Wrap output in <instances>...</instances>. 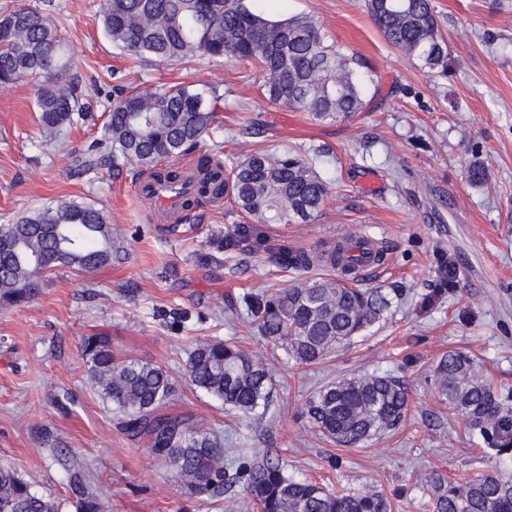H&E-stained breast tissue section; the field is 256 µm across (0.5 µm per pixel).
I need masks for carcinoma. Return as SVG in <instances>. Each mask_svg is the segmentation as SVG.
Instances as JSON below:
<instances>
[{"label":"carcinoma","mask_w":512,"mask_h":512,"mask_svg":"<svg viewBox=\"0 0 512 512\" xmlns=\"http://www.w3.org/2000/svg\"><path fill=\"white\" fill-rule=\"evenodd\" d=\"M367 13L386 40L435 69L448 59L432 0H365ZM0 30V89L27 78L40 80L36 111L45 141L60 143L65 126L88 117L77 76L51 9L22 7ZM102 28L122 51L142 59H190L196 55L259 64L266 98L308 113L319 122L353 118L366 107L355 62L325 43L308 16L271 20L249 10L244 0H104ZM216 112L204 95L187 86L121 88L108 112L102 137L80 154L78 171L129 162L150 172L191 208L201 198L230 196L242 214L262 224L315 220L330 190L313 165L299 156L272 159L255 152L223 163L214 155L198 160L189 191L187 178L160 163L186 156L212 133ZM67 266L93 272L112 263V224L100 208L75 201L30 210L0 225V303L28 302L40 280L55 267L57 252ZM371 258L351 244L316 253L281 247L283 268L329 272L289 288L246 298L247 311L274 345L296 362L313 365L361 331L384 319L392 304L380 288H359L348 274ZM90 376L101 394L126 415L124 430L152 456L176 472L185 493L218 497L230 484L224 441L186 414L165 411L172 383L163 367L135 358L120 361L104 336L82 343ZM192 386L243 413L269 398L270 374L233 342L199 343L189 354ZM435 385L448 410L468 420L469 430L487 442L490 458L512 457V406L493 381L479 375L469 355L450 351L437 363ZM409 406V392L397 374L364 373L324 386L308 401L306 415L317 431L340 446H355L395 429ZM257 512H393L391 500L372 486L337 489L288 473L280 450L268 448L236 469ZM77 512H101L80 475L70 477ZM432 512H512V475L495 464L486 470L447 478H425ZM0 512H57L55 500L35 491L14 470L0 467Z\"/></svg>","instance_id":"1"}]
</instances>
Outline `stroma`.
Masks as SVG:
<instances>
[{"mask_svg": "<svg viewBox=\"0 0 512 512\" xmlns=\"http://www.w3.org/2000/svg\"><path fill=\"white\" fill-rule=\"evenodd\" d=\"M102 3H50L95 104L92 121L64 129L66 149L43 140L37 80L0 90V224L60 201L91 203L108 213L119 248L110 266H57L29 303L0 307V466L51 496L60 512H76V470L103 512H254L239 482L218 498L189 496L123 430L124 414L100 394L81 349L83 338L102 334L117 358L168 372L167 412L191 414L219 434L225 461L246 448H277L296 477L370 485L394 512H431L425 475L492 464L466 420L442 402L439 358L453 350L475 356L481 373L512 391V0H433L448 42L447 65L434 71L386 41L364 0H245L273 19L314 17L326 43L361 60L366 107L343 122L272 104L252 62L133 59L105 36ZM117 72L133 86L216 88L210 105L224 154L301 152L332 184L320 216L262 224L225 197L202 201L174 230L149 221V205L132 192L144 177L134 165L78 174L75 157L102 132ZM475 163L486 170L476 185L468 178ZM349 230L380 239L386 262L360 285L392 293V306L327 359L300 365L259 333L243 298L306 278L273 263L277 248L314 250ZM204 339L235 342L266 364L268 406L231 411L189 385L186 362ZM372 372L405 379L404 420L354 448L323 438L306 417L309 398L340 377Z\"/></svg>", "mask_w": 512, "mask_h": 512, "instance_id": "stroma-1", "label": "stroma"}]
</instances>
